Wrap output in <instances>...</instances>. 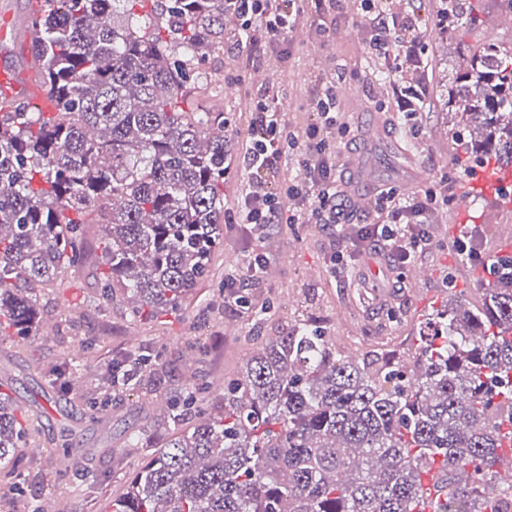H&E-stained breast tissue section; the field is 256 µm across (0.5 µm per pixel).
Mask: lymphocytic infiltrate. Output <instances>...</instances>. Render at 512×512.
<instances>
[{"mask_svg": "<svg viewBox=\"0 0 512 512\" xmlns=\"http://www.w3.org/2000/svg\"><path fill=\"white\" fill-rule=\"evenodd\" d=\"M241 21L235 42L246 57L260 53L262 46L252 36L253 26H261L270 43L286 41L296 15L307 8L322 11L327 0H229ZM412 0H360L364 11L373 16V28L366 48L378 60L381 69L392 75L389 106L407 119H416L428 93L424 81L408 83L402 75L406 67H421L426 53L425 42L417 35L415 21L408 6ZM277 93L263 91L253 99L249 129L251 141L242 165L252 171L277 168L287 150H294L295 162L303 168L306 180L301 184L272 187L257 182L242 195L235 207L225 209L228 224H280L315 220L319 224H337L341 212L331 202L336 195V166L339 161L333 146L350 131L336 105V84L323 79L310 97L314 117L311 123L291 126L284 113L278 112ZM448 202V183L440 181L421 193L406 194L389 186L380 190L372 220L360 227L349 251L330 258L334 268L347 266L354 254L366 246L383 245L394 267L411 262L418 252L431 245L427 229L429 216L437 206Z\"/></svg>", "mask_w": 512, "mask_h": 512, "instance_id": "1", "label": "lymphocytic infiltrate"}]
</instances>
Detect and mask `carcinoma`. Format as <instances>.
I'll return each instance as SVG.
<instances>
[{
	"label": "carcinoma",
	"instance_id": "obj_1",
	"mask_svg": "<svg viewBox=\"0 0 512 512\" xmlns=\"http://www.w3.org/2000/svg\"><path fill=\"white\" fill-rule=\"evenodd\" d=\"M36 59L57 111L0 112V315L37 331L38 286L88 255L101 228L100 298L132 313L180 306L224 245V111L199 104L224 44L226 0H43ZM454 32L479 22L450 0ZM466 158L512 162V47L457 46L445 89ZM144 375L112 361L108 380ZM0 394V467L25 447ZM152 449L109 512H512V277L475 305L455 291L420 322L414 355L357 358L304 327L265 341ZM490 486L495 499L485 497Z\"/></svg>",
	"mask_w": 512,
	"mask_h": 512
}]
</instances>
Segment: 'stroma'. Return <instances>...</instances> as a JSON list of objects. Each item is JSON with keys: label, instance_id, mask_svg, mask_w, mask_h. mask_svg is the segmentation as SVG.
<instances>
[{"label": "stroma", "instance_id": "obj_1", "mask_svg": "<svg viewBox=\"0 0 512 512\" xmlns=\"http://www.w3.org/2000/svg\"><path fill=\"white\" fill-rule=\"evenodd\" d=\"M481 23L460 27L447 38L438 26L428 28L426 43L429 95L419 114L420 135L404 129L388 114V74L377 69L363 40L371 19L358 0H337L324 12L296 16L285 49H267L253 67L243 68L237 50L212 56L206 67L218 84L243 75L233 95L204 96V105L223 109L230 121L227 147L245 148L251 120V96L264 88L292 102L288 117L304 125L308 91L316 79L333 77L340 90L338 109L352 126L340 147L336 170L337 203L352 224L366 221L355 205L356 194L380 188L414 185L415 189L449 178L455 197L447 209L431 214V249L418 253L415 264L433 268L434 275L417 285L402 271L377 270L374 251L359 256L354 266L335 269L328 258L346 250L344 232L319 224H283L226 230L224 247L216 251L210 272L192 298L156 318L132 316L124 297L112 305L99 302L96 267L100 255L99 225L83 227L89 256L81 265L38 289L41 323L52 324L49 336H17L0 326V386L11 390L30 424V435L15 470L0 468V512H105V505L123 490L129 471L147 449L159 446L168 431L162 425L161 402L177 400L185 388L203 390L204 406L224 405V386L237 377L245 362L265 340L308 322L323 328L339 349L360 357L385 349H411L419 322L448 303L449 291L478 303L488 275L452 248L459 211L476 226V247L483 255L498 253L502 236L497 199L468 197L465 187L477 172L461 165L457 141L448 123L441 95L455 62L453 42L471 46L486 38L512 44V25L501 17L506 0H471ZM264 253L266 272L246 277L244 259ZM243 277L242 302L224 296L228 276ZM134 352L147 358L146 386L110 388L104 374L112 359ZM70 361L79 368L69 391L53 387L52 371ZM107 401L104 416L95 417L91 402ZM70 435L75 451L68 469H59L62 437Z\"/></svg>", "mask_w": 512, "mask_h": 512}]
</instances>
